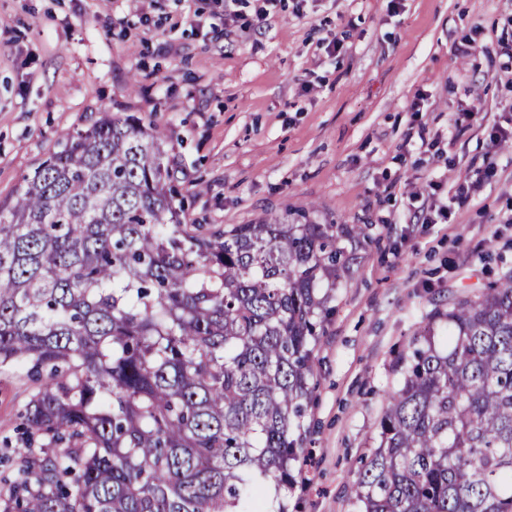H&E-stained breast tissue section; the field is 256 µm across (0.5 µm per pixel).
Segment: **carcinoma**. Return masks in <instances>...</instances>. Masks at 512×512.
I'll return each instance as SVG.
<instances>
[{"mask_svg":"<svg viewBox=\"0 0 512 512\" xmlns=\"http://www.w3.org/2000/svg\"><path fill=\"white\" fill-rule=\"evenodd\" d=\"M175 174L157 125L113 113L0 207V370L37 384L0 512H288L314 349L364 229L203 232ZM398 371L359 512H512V273Z\"/></svg>","mask_w":512,"mask_h":512,"instance_id":"obj_1","label":"carcinoma"}]
</instances>
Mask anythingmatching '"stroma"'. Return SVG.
Here are the masks:
<instances>
[{
    "instance_id": "stroma-1",
    "label": "stroma",
    "mask_w": 512,
    "mask_h": 512,
    "mask_svg": "<svg viewBox=\"0 0 512 512\" xmlns=\"http://www.w3.org/2000/svg\"><path fill=\"white\" fill-rule=\"evenodd\" d=\"M466 34L473 48L456 57ZM502 43L512 0H401L394 14L387 0H0V205L63 132L128 112L163 130L187 223L306 210L362 225L315 350L289 500L355 512L349 486L400 384L397 357L436 313L512 272V141L489 140L512 125ZM464 108L476 121L451 128ZM490 161L495 176L453 204ZM445 204L447 220L417 222ZM32 387L0 374V479Z\"/></svg>"
}]
</instances>
